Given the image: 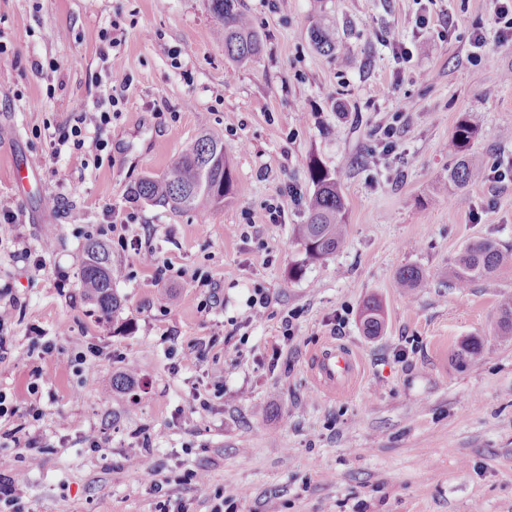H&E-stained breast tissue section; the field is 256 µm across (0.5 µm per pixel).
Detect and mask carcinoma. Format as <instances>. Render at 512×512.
Listing matches in <instances>:
<instances>
[{"label": "carcinoma", "mask_w": 512, "mask_h": 512, "mask_svg": "<svg viewBox=\"0 0 512 512\" xmlns=\"http://www.w3.org/2000/svg\"><path fill=\"white\" fill-rule=\"evenodd\" d=\"M211 15L217 23L216 38L224 44V54L238 63L257 59L262 51L263 37L254 28L251 18L240 8L239 0H208ZM315 48L334 54L339 48L336 30L324 25L311 32ZM478 132L470 118L462 120L452 133L449 148L455 155L448 168V179L437 187L440 194H455L478 181L483 169L467 152L469 142ZM313 193L307 205V217L294 225V235L304 250L305 261L322 260L340 251L346 244V207L336 177L321 164L309 166ZM237 192L234 170L224 155V142L211 134L199 136L172 164L162 177L147 176L134 187L132 195L170 206L174 211L207 210L219 207ZM504 261L497 245L489 240L469 243L452 267L454 287L464 289L479 279L492 277ZM401 287L413 291L422 286L421 269L406 266L398 274ZM81 286L85 297L102 314L115 313L121 299L112 288V252L102 242L86 244L81 260ZM363 332L378 336L384 328L380 304L367 301L361 312ZM499 328L504 335L512 334V299L500 306ZM135 375L125 372L111 378L105 390L114 395L124 394L134 386Z\"/></svg>", "instance_id": "1"}]
</instances>
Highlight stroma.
<instances>
[{"instance_id":"1","label":"stroma","mask_w":512,"mask_h":512,"mask_svg":"<svg viewBox=\"0 0 512 512\" xmlns=\"http://www.w3.org/2000/svg\"><path fill=\"white\" fill-rule=\"evenodd\" d=\"M241 3L265 47L236 65L211 35L207 0H0V196L18 205L14 223L0 222V291L23 303L0 329V393L16 408L0 418V469L27 472L29 512H156L149 469L185 512H211L221 492L240 493L237 512H512V337L498 327L512 295V180L491 176L512 164V45L498 39L494 0ZM420 14L429 25L416 26ZM322 20L342 52L313 46ZM477 30L486 47L475 64ZM106 35L125 69L108 70ZM397 43L410 61L395 59ZM116 91L101 160L54 154L73 102ZM400 109L385 148L375 129ZM465 116L479 125L470 152L489 177L432 196ZM204 132L224 141L236 199L203 213L133 198ZM38 155L35 177L14 184V162ZM315 160L340 183L349 237L308 263L293 228ZM136 235L170 263L165 279L121 246ZM477 239L496 243L503 264L449 287ZM92 240L112 251L121 308L109 316L81 288ZM409 265L425 276L410 297L396 283ZM194 271L217 284L214 304L190 287ZM260 292L269 303L256 322ZM369 298L384 311L374 337L361 325ZM472 339L476 353H463ZM201 342L206 351L188 357ZM331 346L356 372L329 392L314 361ZM127 370L148 394L104 396L102 383ZM196 391L206 408L193 405ZM93 430L106 447H87ZM190 469L205 470V488L183 481Z\"/></svg>"}]
</instances>
